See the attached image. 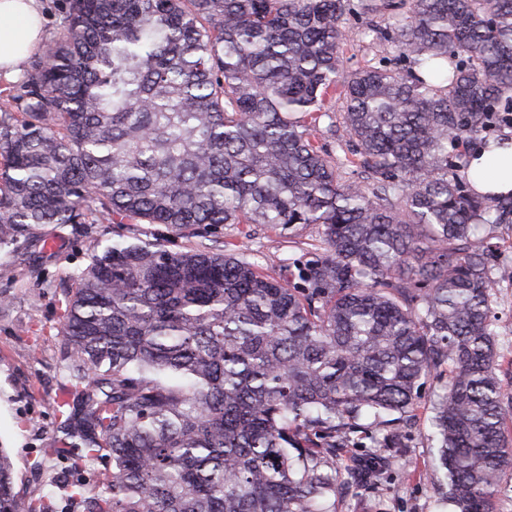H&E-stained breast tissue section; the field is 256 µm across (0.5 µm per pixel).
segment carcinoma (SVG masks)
<instances>
[{
  "instance_id": "cac0c4a2",
  "label": "carcinoma",
  "mask_w": 512,
  "mask_h": 512,
  "mask_svg": "<svg viewBox=\"0 0 512 512\" xmlns=\"http://www.w3.org/2000/svg\"><path fill=\"white\" fill-rule=\"evenodd\" d=\"M348 13L389 63L345 69ZM24 90L0 114V252L113 225L62 289L46 453L109 464L92 495L69 481L80 512H336L392 465L336 467L359 421L413 411L431 375L451 512H496L512 441L479 228L512 194L448 176V144L512 112V0H69ZM332 101L352 181L319 137ZM226 224H318L323 247L276 279ZM0 512L66 510L22 505L0 448Z\"/></svg>"
}]
</instances>
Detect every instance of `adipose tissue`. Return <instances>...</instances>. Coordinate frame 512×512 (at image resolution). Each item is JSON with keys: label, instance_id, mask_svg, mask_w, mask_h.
Instances as JSON below:
<instances>
[{"label": "adipose tissue", "instance_id": "1", "mask_svg": "<svg viewBox=\"0 0 512 512\" xmlns=\"http://www.w3.org/2000/svg\"><path fill=\"white\" fill-rule=\"evenodd\" d=\"M43 38L41 0H0V74L12 76ZM471 187L484 196L512 192V138L489 152L474 150L464 170Z\"/></svg>", "mask_w": 512, "mask_h": 512}]
</instances>
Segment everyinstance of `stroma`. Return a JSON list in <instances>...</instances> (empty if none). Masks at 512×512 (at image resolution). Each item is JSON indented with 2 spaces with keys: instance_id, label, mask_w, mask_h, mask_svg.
<instances>
[{
  "instance_id": "35a3bbf8",
  "label": "stroma",
  "mask_w": 512,
  "mask_h": 512,
  "mask_svg": "<svg viewBox=\"0 0 512 512\" xmlns=\"http://www.w3.org/2000/svg\"><path fill=\"white\" fill-rule=\"evenodd\" d=\"M352 41L345 54L349 70L374 66L392 57L390 45H369L360 35L363 22L348 16ZM112 225L97 224L92 236L67 234L53 247L39 270L26 261L0 252V446L12 456L22 501L37 498L67 480L65 465L44 460L57 417L60 393L57 365L63 338L59 334L61 290L70 273L83 267L96 241L111 238ZM495 248L491 262L495 288L490 298L495 318L499 375L512 399V223L488 224L481 230ZM226 247L241 250L262 272L290 276L308 250L320 246L321 228L308 224L288 231L260 224H228ZM443 384L428 378L410 417L392 423L403 447L393 449V468L381 485L345 495L337 512H449L447 479L437 465L439 442L430 425L433 405Z\"/></svg>"
}]
</instances>
